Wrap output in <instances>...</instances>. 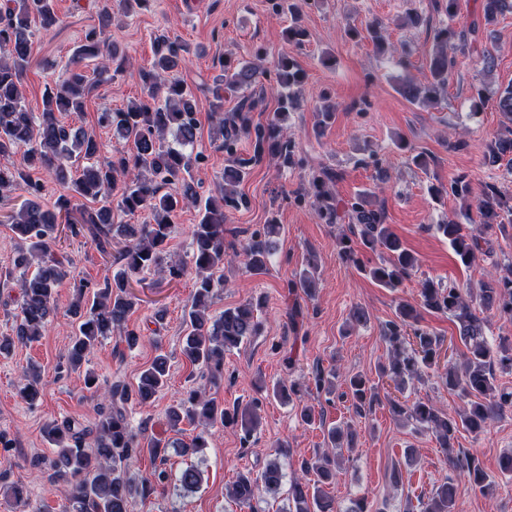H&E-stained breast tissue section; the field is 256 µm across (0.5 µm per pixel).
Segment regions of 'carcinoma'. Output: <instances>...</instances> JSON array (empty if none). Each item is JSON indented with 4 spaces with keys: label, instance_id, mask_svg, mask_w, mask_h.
Here are the masks:
<instances>
[{
    "label": "carcinoma",
    "instance_id": "carcinoma-1",
    "mask_svg": "<svg viewBox=\"0 0 512 512\" xmlns=\"http://www.w3.org/2000/svg\"><path fill=\"white\" fill-rule=\"evenodd\" d=\"M484 24L491 25L506 12H512V0H481ZM458 0H442L436 7L448 15L449 23L434 30L433 47L428 55V75L423 83L407 81L402 94L414 103L435 104L448 86L455 65V52L468 45V37L476 36L478 23L458 30L450 21L457 16ZM59 18L54 0H14V7L0 14V198L10 197L18 189L27 199L17 210L6 216V223L21 240L16 247L13 264L21 270L17 279L20 304L12 333L0 336V356L9 355L16 347L25 346L43 335L49 317L55 310L56 288L72 274L70 262L56 253L55 236L59 221H65V236L90 239L96 250L109 255L112 243L119 240L124 247L118 257L119 269L101 282H84L71 304V313L78 318L77 331L66 347V365L78 371L87 354L100 341L118 333L128 348L139 344L141 332L128 327V317L137 305L129 291V277L152 269L167 272L170 279L185 274L186 264L168 250L175 231L177 213L188 208L198 210L200 219L193 226L192 263L195 269V291L185 322L188 332L183 338L182 355L193 366L205 369L212 382L224 378V354L260 331L257 312L262 302L247 301L227 308L217 316L209 313L211 300L223 287L214 279L213 271L224 266L226 249H233L245 267L260 274L267 270L276 249L274 238L280 234V224L270 218L262 230L254 232L241 246L224 244V224L228 214L246 204L238 187L247 169L269 157L283 169L298 164L296 146L284 133L290 111L302 99L306 74L296 60L280 55L272 65L274 90L278 99L277 112L265 124L251 122L249 113L261 102L255 88L267 70L261 65L224 58L223 74L211 89L213 135L222 140L226 165L217 194L202 197L194 171L205 161L193 153L198 134L197 101L185 81L173 76L191 54L190 47L177 38L160 36L154 44V61L149 69L138 71L145 96L123 109L98 113L97 124L112 130V136L133 143L135 151L114 149L112 156L100 163V143L94 133L75 130L59 119L62 112L84 111L86 99L94 84L85 70L84 61L99 59L103 71L117 58L124 57L119 47L108 41L106 29L112 22L110 7L103 9L101 24L85 33L55 86L46 88L43 109L34 118L25 105L24 76L31 64L32 26L39 24L48 30ZM368 34L376 54L393 55L396 49L387 42L381 25L372 23ZM240 92L237 106L224 111V90ZM495 107L509 123L504 132L486 142L483 159L489 166L512 165V85L497 92ZM335 105L315 107V132L320 134L335 118ZM247 139L253 148L249 158L237 153L238 143ZM21 155L22 164L12 162ZM84 159L86 164L75 166ZM38 170L62 187L54 209H44L38 203L44 185L30 177ZM339 173L320 165L310 171L307 187L294 201L307 203L325 224L347 222L349 233L336 239L340 258L385 288H397L418 267L419 260L385 224L383 206L373 191L359 193L344 200L335 193ZM435 197L452 196L462 201L465 210L476 209L480 227L505 230L512 226V196L500 192L493 184L485 185L474 194L467 176L460 174L448 184L431 187ZM117 197L118 208L130 215L145 212L143 224H117L110 198ZM91 200V208L79 200ZM449 245L465 265H471L483 251L482 234L463 232L462 225L450 220L437 225ZM374 252L381 248L387 258L378 263L363 261L352 239ZM318 265L309 256L304 268L295 275L289 288L310 298L314 294ZM420 307L433 312L449 313L459 322V337L466 348L460 363L441 365L444 338L420 324V312L413 304L398 306L396 319L385 324L382 337L387 344V362L380 366V375L388 378L395 389L419 380L424 370L444 367L443 383L465 399V408L451 416L439 411L430 401H415L408 405L388 398L391 411L405 416L420 430L431 433L446 452L450 467L460 476L480 488L488 487L487 477L477 459L455 447L458 433L478 434L507 406H512V394L496 393L494 368L512 372V342L492 347L485 334L486 320L477 311H494L512 317V264L496 267L494 275L477 291L463 293L453 285L440 288L430 280L421 283ZM170 365L168 357L159 354L144 369L134 387L119 381L105 390L97 418L92 424L76 419L49 421L43 433L52 446L54 457L40 460L34 467L49 464L51 478L62 483L66 512H133L137 498L165 488L168 471L156 468L151 476L138 479L129 475L128 465L139 448L137 435L127 418L126 405L133 401L146 407L167 384ZM334 371L318 369L314 373L315 389L327 395L336 390ZM345 394L352 396L356 413L361 415L379 402L377 387L361 374L345 379ZM21 397L29 403L42 393L40 366L31 363L22 372L19 387ZM167 425L179 431L187 420L201 427L191 445L174 440H153L154 457L165 460L167 449L179 448L183 454H197L208 447L211 428L230 423L240 424L243 440L247 441L257 423L255 411H229L216 400L200 391H192L185 399L169 407ZM331 450L301 462L302 478L291 482L289 495L294 512H338L336 501L326 492V486L336 479V467L354 449L355 433L350 423L345 427L327 429ZM285 474L278 459L270 461L257 476L240 473L228 490L229 497L241 508L253 509V501L262 491L275 494L283 484ZM202 480L193 464L182 468L177 485L189 491ZM0 494L17 502L29 504L26 487L18 484L0 486ZM456 488L443 480L435 486L427 500L420 502V512H456Z\"/></svg>",
    "mask_w": 512,
    "mask_h": 512
}]
</instances>
